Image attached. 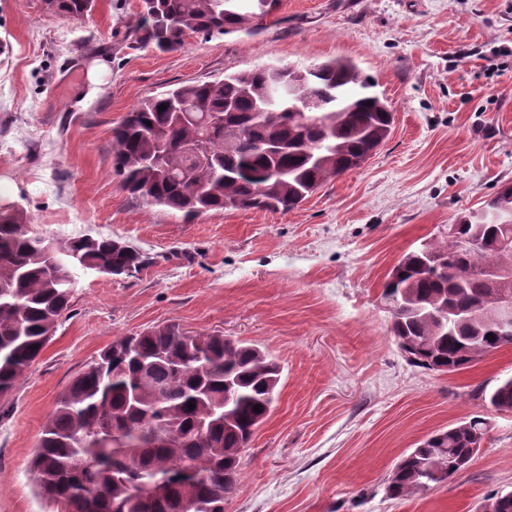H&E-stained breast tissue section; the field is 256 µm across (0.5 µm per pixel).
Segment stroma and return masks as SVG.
Listing matches in <instances>:
<instances>
[{"label":"stroma","instance_id":"obj_1","mask_svg":"<svg viewBox=\"0 0 512 512\" xmlns=\"http://www.w3.org/2000/svg\"><path fill=\"white\" fill-rule=\"evenodd\" d=\"M138 22L139 0H96L78 21L0 0V188L36 233H100L154 259L133 277L78 273L68 315L0 398V512H54L30 460L56 400L113 340L169 322L256 343L283 366L224 512H481L512 492V414L477 396L512 377V346L432 374L402 357L381 303L405 252L512 183V0H280L262 29L171 52L133 43ZM338 56L375 82L394 125L297 209L187 218L121 189L112 128L143 98ZM476 414L488 439L467 471L386 495L402 454Z\"/></svg>","mask_w":512,"mask_h":512}]
</instances>
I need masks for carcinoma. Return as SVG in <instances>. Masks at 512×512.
<instances>
[{
  "label": "carcinoma",
  "instance_id": "cac0c4a2",
  "mask_svg": "<svg viewBox=\"0 0 512 512\" xmlns=\"http://www.w3.org/2000/svg\"><path fill=\"white\" fill-rule=\"evenodd\" d=\"M141 2V23L131 36L169 51L193 34L260 22L279 0ZM44 3L74 20L95 7V0ZM292 84L301 98L323 99L322 110L290 116ZM373 88L343 58L306 72L262 66L183 84L142 99L112 129L113 172L129 194L187 217L227 209L287 213L359 167L388 138L393 113ZM162 104L166 109H158ZM484 207L512 210V185ZM455 224L456 237L407 251L381 294L401 354L432 373L470 368L512 345V335L465 320L477 305L488 313L503 293L512 294V247H500L512 238V223L465 212ZM74 250L85 257L83 270L113 276L132 277L153 262L112 237L49 240L30 228L24 207L0 210V398L68 313L76 273L61 258ZM281 374L275 357L222 334L167 324L120 337L58 398L32 459L37 489L62 512H224L242 453L271 411ZM479 394L495 412L512 409V377ZM476 432H488L480 415L420 441L387 478V495L404 499L462 473L477 454ZM153 478L164 480L159 495L148 489ZM483 512H512V496L486 498Z\"/></svg>",
  "mask_w": 512,
  "mask_h": 512
}]
</instances>
